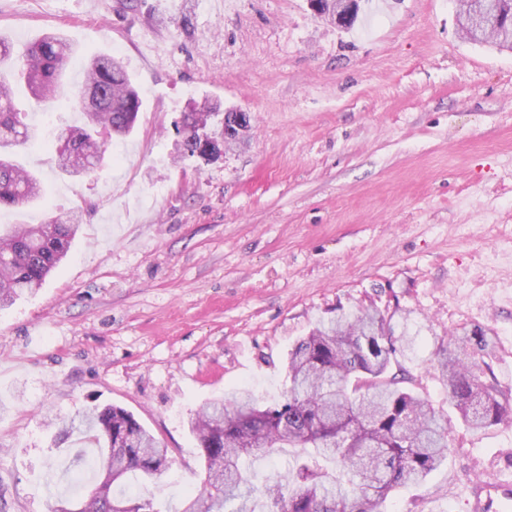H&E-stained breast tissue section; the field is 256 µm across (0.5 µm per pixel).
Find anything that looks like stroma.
I'll list each match as a JSON object with an SVG mask.
<instances>
[{"label":"stroma","mask_w":512,"mask_h":512,"mask_svg":"<svg viewBox=\"0 0 512 512\" xmlns=\"http://www.w3.org/2000/svg\"><path fill=\"white\" fill-rule=\"evenodd\" d=\"M455 0H361L352 28L309 0H0V35L46 32L123 59L142 107L104 164L69 177L56 138L85 117L70 98L24 122L42 202L0 208L39 224L77 208L82 228L40 291L0 311V512H50L85 493L99 450L49 421L121 407L172 461L129 499L180 512L203 477L190 417L248 387L282 399L288 352L314 324L400 307L419 328L412 372L447 410L434 353L463 326L497 339L512 390V53L471 43ZM205 103L251 115L213 163L184 156L175 124ZM512 479V423L452 419L448 460L385 512H471L478 476Z\"/></svg>","instance_id":"obj_1"}]
</instances>
